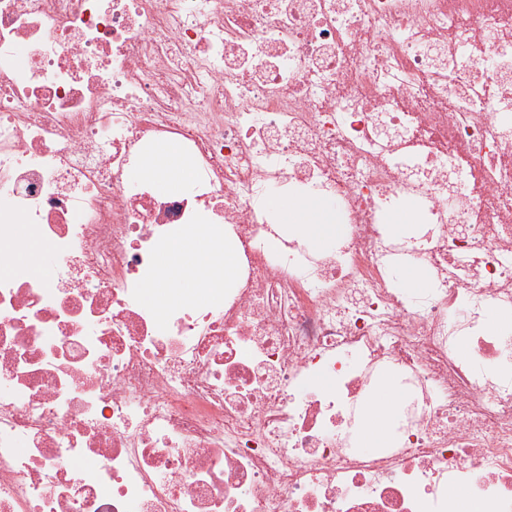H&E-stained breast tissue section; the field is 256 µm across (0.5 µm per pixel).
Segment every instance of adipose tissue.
<instances>
[{
    "instance_id": "1",
    "label": "adipose tissue",
    "mask_w": 512,
    "mask_h": 512,
    "mask_svg": "<svg viewBox=\"0 0 512 512\" xmlns=\"http://www.w3.org/2000/svg\"><path fill=\"white\" fill-rule=\"evenodd\" d=\"M138 176L156 179L163 190L179 188L190 177L183 165L176 143L162 144L150 161L137 171ZM281 224L292 233L304 236L312 247H321L335 236L339 226L329 206L314 197L277 195L267 202ZM239 252L236 246L215 251L209 237L202 231L188 232L170 241L161 257L160 269L152 278L146 296L149 302L167 304L172 288H208L219 295L238 271Z\"/></svg>"
}]
</instances>
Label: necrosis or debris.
I'll return each instance as SVG.
<instances>
[{
    "mask_svg": "<svg viewBox=\"0 0 512 512\" xmlns=\"http://www.w3.org/2000/svg\"><path fill=\"white\" fill-rule=\"evenodd\" d=\"M168 140L194 179L162 196L129 173ZM275 190L331 200L335 243L284 234ZM194 228L234 281L145 302ZM31 238L53 280L14 272ZM493 313L512 0H0V512H512ZM384 395L377 401H371L366 412L364 435L372 447L382 445L387 437L388 422L395 408V397L389 385L384 386Z\"/></svg>",
    "mask_w": 512,
    "mask_h": 512,
    "instance_id": "4bbe7bcc",
    "label": "necrosis or debris"
}]
</instances>
